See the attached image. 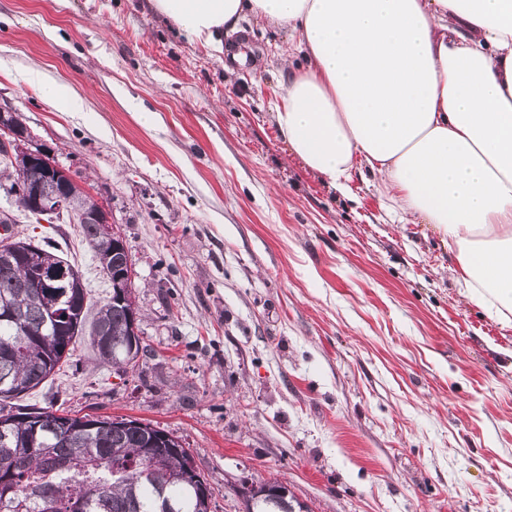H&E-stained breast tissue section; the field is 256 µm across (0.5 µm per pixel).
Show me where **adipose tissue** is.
I'll return each mask as SVG.
<instances>
[{
  "label": "adipose tissue",
  "mask_w": 512,
  "mask_h": 512,
  "mask_svg": "<svg viewBox=\"0 0 512 512\" xmlns=\"http://www.w3.org/2000/svg\"><path fill=\"white\" fill-rule=\"evenodd\" d=\"M190 41L252 18L287 30L274 120L342 195L433 225L469 302L512 327V0H152Z\"/></svg>",
  "instance_id": "1"
}]
</instances>
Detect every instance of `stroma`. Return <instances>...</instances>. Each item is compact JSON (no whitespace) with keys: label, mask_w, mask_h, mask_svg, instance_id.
Listing matches in <instances>:
<instances>
[{"label":"stroma","mask_w":512,"mask_h":512,"mask_svg":"<svg viewBox=\"0 0 512 512\" xmlns=\"http://www.w3.org/2000/svg\"><path fill=\"white\" fill-rule=\"evenodd\" d=\"M244 26L219 54L150 0H0V107L111 213L152 349L121 371L77 339L24 403L173 433L212 512H243L250 476L311 512H512V329L465 299L432 225L291 153L272 115L288 33ZM0 212L108 299L78 224L32 225L1 190Z\"/></svg>","instance_id":"1"}]
</instances>
